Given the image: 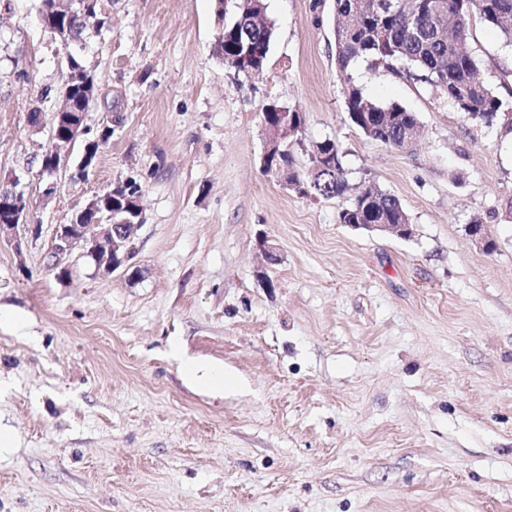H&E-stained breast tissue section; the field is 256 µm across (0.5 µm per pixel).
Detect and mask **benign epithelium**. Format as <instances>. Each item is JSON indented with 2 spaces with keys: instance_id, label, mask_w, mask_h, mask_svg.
<instances>
[{
  "instance_id": "obj_1",
  "label": "benign epithelium",
  "mask_w": 512,
  "mask_h": 512,
  "mask_svg": "<svg viewBox=\"0 0 512 512\" xmlns=\"http://www.w3.org/2000/svg\"><path fill=\"white\" fill-rule=\"evenodd\" d=\"M74 0H56L57 14L53 17L40 16L44 29L51 38L66 47L70 44L71 30L77 26L88 24L89 15L86 11H79L73 7ZM60 117L58 128L51 129L47 144L41 146L39 153L40 180L46 183L41 198L49 200L56 192V182L52 177L66 165L67 156L62 154L61 146L71 145L82 141V152L79 167L76 172L85 175L96 167L99 153L112 138V113H106L97 127L96 134L89 138V128L85 124L87 113L64 112L56 113ZM265 130V147L261 157V167L293 186L295 182L290 175L295 173L291 166H274L277 156L290 150L293 145H302L299 134L305 122L296 118L293 113L280 112L278 118L262 117ZM309 166L306 169V178L309 184L324 178L333 172L334 160L322 152L317 146L308 151ZM18 180L13 178L8 184H0V206L12 212V222L0 223V241L14 242L16 250H21L20 234H28L35 238L38 236L39 225L32 223V200L29 194L17 189ZM135 206L127 211H109L106 214L97 210V205L86 202L82 208L75 211L71 223L60 224L51 244V250L61 254L70 250L72 246L80 243L84 253L91 258L98 273L109 276L114 272L133 278L138 269L133 265L135 234L144 222L141 205V189H136L134 196ZM352 228H363L368 231H381L391 233L399 238H408L412 235L410 224H386L384 222L371 224H354Z\"/></svg>"
}]
</instances>
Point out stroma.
I'll return each mask as SVG.
<instances>
[{
    "instance_id": "stroma-1",
    "label": "stroma",
    "mask_w": 512,
    "mask_h": 512,
    "mask_svg": "<svg viewBox=\"0 0 512 512\" xmlns=\"http://www.w3.org/2000/svg\"><path fill=\"white\" fill-rule=\"evenodd\" d=\"M266 4L259 74L216 57L212 0H100L107 24L68 48L39 0L0 12L1 178L38 195L46 136L28 114L51 126L67 53L97 78L88 126L112 115L89 177L73 147L34 206L39 238L0 247V512H512V132L361 60L365 93L420 122L406 150L367 139L347 120L333 0ZM465 48L512 108V46L474 16ZM271 102L306 115L296 170L336 140L349 191L263 172ZM128 178L137 278L53 254L57 225ZM368 187L400 200L411 237L339 223Z\"/></svg>"
}]
</instances>
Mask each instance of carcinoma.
Returning a JSON list of instances; mask_svg holds the SVG:
<instances>
[{
    "mask_svg": "<svg viewBox=\"0 0 512 512\" xmlns=\"http://www.w3.org/2000/svg\"><path fill=\"white\" fill-rule=\"evenodd\" d=\"M336 64L345 79L346 112H362L368 124L359 130L368 138L399 148L407 131L419 128L415 114L402 105L384 106L368 97L349 72L359 60L408 80L425 83L447 95L470 120L490 122L505 117L503 101L477 77L476 59L463 47L470 15L475 13L512 44V0H424L414 17L407 16L402 0H335ZM273 36L267 4L253 12H232L224 24V42L214 52L235 57L237 50L252 48L259 63L266 64ZM335 170L310 187L312 194H342L348 189L342 153L334 145ZM390 224L408 220L395 197L380 190H366L338 217L341 224H368L374 215Z\"/></svg>",
    "mask_w": 512,
    "mask_h": 512,
    "instance_id": "carcinoma-1",
    "label": "carcinoma"
}]
</instances>
